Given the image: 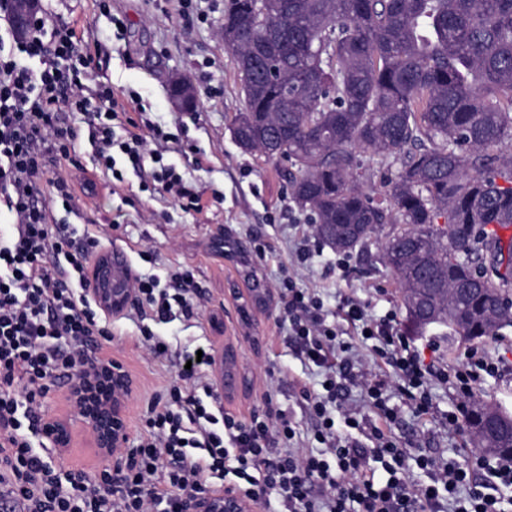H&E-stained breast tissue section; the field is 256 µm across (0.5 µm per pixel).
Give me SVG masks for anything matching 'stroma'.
<instances>
[{
  "label": "stroma",
  "mask_w": 512,
  "mask_h": 512,
  "mask_svg": "<svg viewBox=\"0 0 512 512\" xmlns=\"http://www.w3.org/2000/svg\"><path fill=\"white\" fill-rule=\"evenodd\" d=\"M106 7L125 19L122 38L113 36L108 16L102 14ZM54 8L107 60L114 93L139 92L151 119L188 143L185 152L175 143L166 144L164 157L208 202L202 211H183L133 175L116 192L99 172L77 171L71 178L76 207L67 223L100 235L102 250L123 247L135 273L161 275L162 287H170V273L189 269L203 289L195 318L152 322V331L169 346L167 359L146 354L131 307L113 318L111 339L96 340L97 357L121 359L137 382L130 411L132 437L142 432L156 391L176 381L184 351L203 341L213 346L237 339L249 386L230 395L215 385L225 411L249 420L263 408L264 392L274 390L278 405L293 416L301 447H314V422L299 389L304 384L319 389L323 375L301 359L281 323L274 288L285 278L320 297L342 342L350 345L353 362L365 372L389 375L393 369L374 352L372 341L342 320L339 308L347 299L361 303L374 320L395 313L411 346L445 371L461 367L470 350L486 351L499 371L482 376L473 397L512 414V326L472 343L444 324L414 330L401 290L382 261V239L339 256L317 237L309 211L292 201L283 176L288 161L271 160L236 144L231 129L244 109V96L234 56L219 36L224 0H192L185 11L179 0H56ZM174 75L187 78L195 88V121L181 123L183 111L169 97ZM116 218L122 224L114 230L110 224ZM147 248L153 252L149 263L139 256ZM304 248L313 257L301 264L296 255ZM341 257L346 260L342 266L337 263ZM431 396L434 409L421 416L399 394H392L390 403L399 412L393 434L404 447L463 465L473 463L479 450L465 423L452 427L447 421L460 396L452 385L439 382L432 384Z\"/></svg>",
  "instance_id": "35a3bbf8"
}]
</instances>
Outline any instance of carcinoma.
<instances>
[{
	"label": "carcinoma",
	"mask_w": 512,
	"mask_h": 512,
	"mask_svg": "<svg viewBox=\"0 0 512 512\" xmlns=\"http://www.w3.org/2000/svg\"><path fill=\"white\" fill-rule=\"evenodd\" d=\"M224 29L237 144L296 167L317 236L346 253L397 224L382 260L404 305L468 341L512 324V0H273L264 22L227 0ZM361 149L383 171L370 194Z\"/></svg>",
	"instance_id": "cac0c4a2"
}]
</instances>
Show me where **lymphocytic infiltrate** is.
<instances>
[{
  "instance_id": "f902f5d3",
  "label": "lymphocytic infiltrate",
  "mask_w": 512,
  "mask_h": 512,
  "mask_svg": "<svg viewBox=\"0 0 512 512\" xmlns=\"http://www.w3.org/2000/svg\"><path fill=\"white\" fill-rule=\"evenodd\" d=\"M13 43V51L0 50V207L12 217L0 227V512H190L200 494L227 485L261 500L266 512H506L512 459L483 458L472 468L412 452L391 431L397 412L388 394L397 389L425 415L432 408L430 380L452 381L467 396L478 371L493 374L497 365L472 350L466 368L448 376L411 348L394 314L371 321L364 306L348 300L345 320L375 340L393 367V378L368 376L348 357V345L337 343L323 303L289 279L276 288L282 319L326 382L320 393L301 390L315 421V447L295 446L296 427L273 391L246 422L215 407L205 344L183 354L178 383L149 403L144 431L126 449L120 470L90 475L55 466L41 427L48 381L93 368L88 340L112 336L89 292V259L100 240L55 216L75 208L61 164L76 165L84 139L113 189L132 174L184 210L202 211L204 203L164 160L160 146L172 134L147 117L143 104L129 111L118 103L72 27L42 8ZM66 112L79 113L80 125L64 121ZM172 279L171 290L154 275L132 281L144 346L156 359L167 357L169 346L149 322L189 320L199 309L191 297L193 273L185 269ZM352 386L373 412L346 411L347 432L340 435L337 403ZM415 468L425 483L412 481Z\"/></svg>"
}]
</instances>
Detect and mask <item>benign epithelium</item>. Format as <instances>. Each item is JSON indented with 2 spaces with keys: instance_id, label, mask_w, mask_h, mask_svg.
Segmentation results:
<instances>
[{
  "instance_id": "7a95c632",
  "label": "benign epithelium",
  "mask_w": 512,
  "mask_h": 512,
  "mask_svg": "<svg viewBox=\"0 0 512 512\" xmlns=\"http://www.w3.org/2000/svg\"><path fill=\"white\" fill-rule=\"evenodd\" d=\"M173 103L185 107L195 100L192 84L179 80ZM91 295L106 315H121L133 301V269L114 270L112 254L99 251L91 257ZM238 362L234 343L212 349V372L224 390L234 393L246 387L245 380L225 374L227 362ZM137 393V384L122 360H100L87 371L80 370L65 394L69 412L43 421L46 436L54 443L59 457L66 458L72 448L77 429L88 431L97 458L117 470L123 466V451L131 433L130 406ZM191 512H258L257 502L241 492L224 488L206 491L194 502Z\"/></svg>"
}]
</instances>
